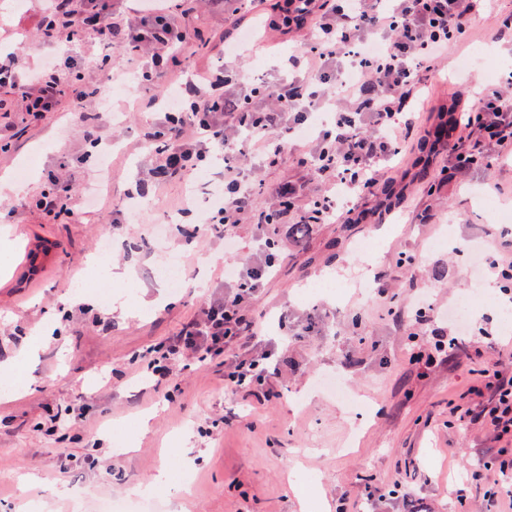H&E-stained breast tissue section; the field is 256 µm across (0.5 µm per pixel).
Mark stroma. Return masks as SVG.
Masks as SVG:
<instances>
[{
	"instance_id": "1",
	"label": "stroma",
	"mask_w": 512,
	"mask_h": 512,
	"mask_svg": "<svg viewBox=\"0 0 512 512\" xmlns=\"http://www.w3.org/2000/svg\"><path fill=\"white\" fill-rule=\"evenodd\" d=\"M43 0H20L0 12V32L17 53L20 69H39L74 57L78 66L69 85L94 88L100 66L121 70L126 55L120 42L106 43L87 32L75 40L60 37L44 45L35 31ZM201 39L187 48L194 67L224 63L222 36L229 30L223 12L196 10L185 15ZM482 20L449 48L444 71L449 81L430 80L420 109L461 96L474 102L487 82L478 74L456 75L458 60L477 44L498 47ZM259 46L242 67L261 82L274 76L279 59L297 49L301 32L252 29ZM136 98L112 102L118 121L101 125L99 101L65 96L62 109L36 125L25 122L23 104L0 88V125L13 127L9 152L0 153V176L14 177L17 166L34 158L23 197L34 198L61 173L74 200L99 177L94 140L113 143L110 177L99 193L98 212L70 223H49L20 198L0 192V205H16L7 226L14 243L0 245V362L26 349L32 334L40 346L24 366L23 382L0 378L9 389L0 398V512H71L76 492L85 495V512H98L110 499L126 500L131 512H353L366 488L387 499L381 512H461L457 488H465L470 507L483 501L485 485L465 484L467 473L495 453L493 442L474 425L452 421L450 404L469 405L473 376L466 363L448 362L427 376L409 366L412 346H427L429 325L406 329L417 302L434 306L431 319L448 323V306L467 292L470 246L497 249L502 225L493 223L478 201L492 192L512 202V162L471 167L456 186L432 201L425 190L410 192L405 216L386 224H321L299 247L290 249L268 281L258 304L265 343L275 345L293 366L281 398L251 410L247 401L224 389V365H191L165 379L145 373L159 345L176 336L200 301L223 296L218 239L196 234L189 210L188 182L178 176L150 188L132 223L110 217L156 160L140 140L150 118L138 112ZM302 146L288 147L280 163L261 157L239 164L272 187L303 177L297 165ZM451 234L453 248L429 249L430 241ZM375 236L371 257L356 246ZM112 241V263L138 270L126 289L130 312L114 309L81 280L96 278L92 261L102 238ZM169 253L180 255L185 283L171 291L154 270ZM368 271L371 285L336 290L356 270ZM330 279V289L303 298L307 284ZM471 309L473 331L490 338L512 336L502 319L507 295L483 283ZM287 313L288 327L278 317ZM415 340H408V332ZM83 409L81 421L48 433L58 406ZM150 414L148 430L140 418ZM67 472H60L61 458ZM175 469L165 484H154L161 465ZM408 482L410 502L389 498L395 483Z\"/></svg>"
}]
</instances>
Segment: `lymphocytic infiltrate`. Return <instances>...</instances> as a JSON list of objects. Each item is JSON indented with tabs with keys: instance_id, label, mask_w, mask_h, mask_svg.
<instances>
[{
	"instance_id": "lymphocytic-infiltrate-1",
	"label": "lymphocytic infiltrate",
	"mask_w": 512,
	"mask_h": 512,
	"mask_svg": "<svg viewBox=\"0 0 512 512\" xmlns=\"http://www.w3.org/2000/svg\"><path fill=\"white\" fill-rule=\"evenodd\" d=\"M47 19L38 30L43 42L55 41L59 26L83 28L95 20L96 32L110 38L120 12L116 0H50ZM306 46L282 62V74L263 86L246 84L238 63L237 39L224 42L226 63L197 81L179 87V97L165 105L143 141L160 159L153 177L175 172L192 180L208 175L221 153L263 154L275 161L286 147L305 143L303 159L309 174L336 191L319 197L299 217L303 224H328L348 218L359 200L374 193L386 164L412 144L415 115L409 110L424 89L428 73L437 70L444 53L472 26L491 0H299ZM176 0H140L127 20L122 47L139 65V83L156 73L183 70L177 47L199 37V30L172 21ZM66 58L21 81L12 64L0 62V84L18 91L30 121L60 109L65 93L64 70L75 67ZM323 122H316L317 112ZM463 138L491 149L495 158L512 155V94L485 91L475 109L461 113ZM258 183L239 168L225 165L214 183V199L202 222L206 234L231 239L234 228L249 224L260 244L257 258L226 269L231 289L223 298L202 303L179 334L157 350L147 365L152 374H173L181 363L223 357L224 387L245 394L257 404L274 395L287 359L272 350L255 349L259 333L255 303L278 264L277 246L269 233L267 211L256 210ZM488 350L473 343L464 353L477 379L470 388L474 406L455 405L459 419L487 428L498 443L496 456L472 471H496L484 493L486 508L500 497L512 498V367L504 359L489 360Z\"/></svg>"
}]
</instances>
